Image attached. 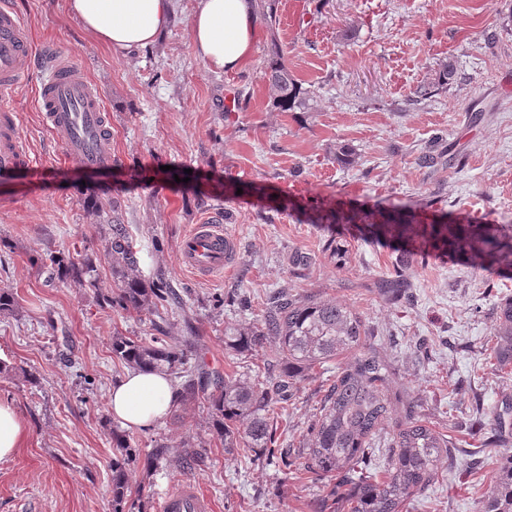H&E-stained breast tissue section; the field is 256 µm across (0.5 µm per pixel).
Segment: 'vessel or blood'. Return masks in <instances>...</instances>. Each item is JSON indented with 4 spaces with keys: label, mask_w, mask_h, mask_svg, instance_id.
Listing matches in <instances>:
<instances>
[{
    "label": "vessel or blood",
    "mask_w": 512,
    "mask_h": 512,
    "mask_svg": "<svg viewBox=\"0 0 512 512\" xmlns=\"http://www.w3.org/2000/svg\"><path fill=\"white\" fill-rule=\"evenodd\" d=\"M38 76L36 108L42 124L63 153L90 168L115 164L106 108L84 69L53 42L35 43L31 29L0 0V91L7 93ZM37 157L20 132L17 112L0 105V178L10 177ZM233 258V240L221 216L196 225L183 239L181 264L203 277L223 272ZM158 512H213V503L193 482L171 485L158 501Z\"/></svg>",
    "instance_id": "vessel-or-blood-1"
}]
</instances>
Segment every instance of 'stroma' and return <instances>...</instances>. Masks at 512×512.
Wrapping results in <instances>:
<instances>
[{"mask_svg":"<svg viewBox=\"0 0 512 512\" xmlns=\"http://www.w3.org/2000/svg\"><path fill=\"white\" fill-rule=\"evenodd\" d=\"M10 3L36 40L58 42L86 70L111 115L120 162L100 169L69 162L40 124L33 84L9 96L38 163L0 180V289L18 302L14 314H0V360L11 367L0 374V401L25 425L14 454L0 460V512H112L107 395L126 373L112 357V337L151 333L157 315L101 308L93 294L31 264L49 250L78 249L99 258L102 290L112 291L101 260L106 226L84 205L92 196L119 201L142 248V274L163 270L182 295L185 310L167 314L168 332L181 336L183 318H194L193 360L209 371L262 382L273 375V344L241 359L225 348L224 330L260 320L274 291L349 305L374 332L392 395L416 400L455 448L454 465L440 466L408 512H479L512 453L489 456L475 418L477 408L512 401V373L495 371L490 358L512 270H473L447 255L404 264L397 245L363 239L349 226L306 223L279 204L287 195H334L371 210L425 207L464 223L512 225V0H276V22L258 21L250 60L225 73L193 52L195 0H175L165 36L130 55L86 33L65 0ZM277 47L314 92L315 111L273 107L263 68ZM448 61L456 72L447 91L416 101ZM340 144L354 149L352 164L337 162ZM426 152L434 166L418 165ZM139 163L156 170L153 182L128 179ZM165 165L191 170L189 181L171 180ZM228 178L265 192L198 204ZM214 211L226 215L236 259L204 278L181 266L179 253L184 236ZM336 238L350 250L341 269L325 250ZM297 252L311 257L308 269L294 267ZM396 273L407 297L392 304L375 282ZM326 380L312 372L274 407L280 450L307 447ZM128 435L137 450L130 494L146 512H157L161 494L185 479L202 486L215 512H309L308 500L329 491L327 480L303 484L281 464L225 454L208 440L206 411L196 405ZM159 438L173 448L205 441L202 463L147 466Z\"/></svg>","mask_w":512,"mask_h":512,"instance_id":"obj_1","label":"stroma"}]
</instances>
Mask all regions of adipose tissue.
<instances>
[{
    "mask_svg": "<svg viewBox=\"0 0 512 512\" xmlns=\"http://www.w3.org/2000/svg\"><path fill=\"white\" fill-rule=\"evenodd\" d=\"M257 0H196L191 16L195 55L210 69L231 72L253 53ZM68 14L97 41L123 53L155 42L166 31L173 0H66ZM174 396L165 374L135 370L108 395L112 419L125 428H145L168 412Z\"/></svg>",
    "mask_w": 512,
    "mask_h": 512,
    "instance_id": "1",
    "label": "adipose tissue"
}]
</instances>
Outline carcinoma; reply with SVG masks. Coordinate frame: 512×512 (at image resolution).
Listing matches in <instances>:
<instances>
[{
	"mask_svg": "<svg viewBox=\"0 0 512 512\" xmlns=\"http://www.w3.org/2000/svg\"><path fill=\"white\" fill-rule=\"evenodd\" d=\"M453 65H441L437 82L417 90V98L448 87ZM264 77L273 106L281 112H311L313 92L288 70L283 52L276 49L266 59ZM89 212H112L110 235L105 239L104 259L115 283L113 293L103 295L104 303L125 311L181 310L183 298L169 287L163 270L147 279L138 269L136 242L118 216L117 203L102 205L86 202ZM285 209L306 210L313 224H343L355 227L375 241L400 243L407 258L432 253H448L472 269L512 267V225L462 224L443 214L430 219L415 211L357 210L333 198L289 200ZM38 269L52 277L69 281L101 294L99 270L88 256L70 251H49L32 259ZM497 342L493 348L494 366L512 369V298L497 307ZM158 335L112 336V356L132 369L163 372L180 380L172 407L201 403L207 411L212 436L224 445V452L235 451L253 461L275 458L273 424L268 417L272 404L285 403L302 376L316 370H330V362L342 354L349 359L336 367L334 380L326 390L319 416L308 429L310 444L299 457L280 455L282 465L298 473L334 477L335 490L313 499V512H329L328 501L335 499L336 512H404L407 503L425 491L438 474L439 464L453 453L446 435L434 430L409 406L404 421L389 437L388 455L381 480L363 470L376 432L394 412L388 394L387 366L369 343L362 319L346 306L316 295L293 296L273 292L258 323H241L224 331V345L246 357L273 341L278 346V376L265 388L242 379L220 378L198 365H190L188 346L195 342L196 326L183 318V336L172 337L160 327ZM492 443L505 447L512 438V404H503L489 420ZM112 446L119 456L112 461V512H142L128 500L130 474L126 465L136 455L123 431H111ZM202 444L186 443L174 450L157 442L149 453L155 461L176 455V461L190 468ZM480 512H512V455L496 477L494 493L483 501Z\"/></svg>",
	"mask_w": 512,
	"mask_h": 512,
	"instance_id": "1",
	"label": "carcinoma"
}]
</instances>
